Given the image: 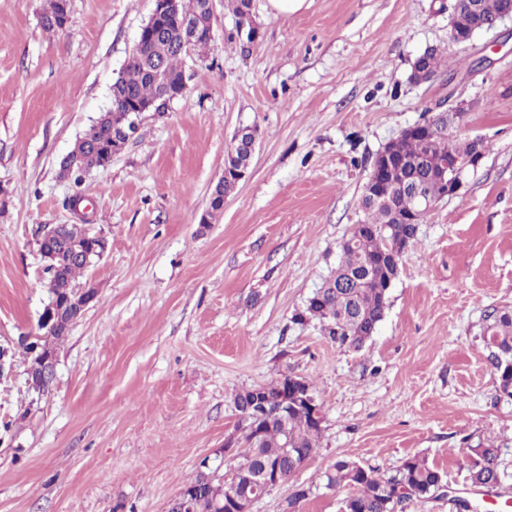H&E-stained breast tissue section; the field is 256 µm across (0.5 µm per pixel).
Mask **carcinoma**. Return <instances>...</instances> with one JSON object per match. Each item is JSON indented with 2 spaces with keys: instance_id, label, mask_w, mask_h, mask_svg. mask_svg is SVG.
<instances>
[{
  "instance_id": "1",
  "label": "carcinoma",
  "mask_w": 512,
  "mask_h": 512,
  "mask_svg": "<svg viewBox=\"0 0 512 512\" xmlns=\"http://www.w3.org/2000/svg\"><path fill=\"white\" fill-rule=\"evenodd\" d=\"M58 8L59 0H46L41 15L43 30L58 32L53 23ZM179 39V29L172 21L165 29L149 37L137 56L128 62L112 83L111 94L132 95L143 100L155 98L157 87L141 57L145 55L180 75L184 72L185 55L178 51ZM126 123L124 112L103 113L63 158L62 174L79 185L90 170L107 166L112 134L125 127ZM391 149L397 157L409 160L423 158L425 163L417 167L394 163L386 168L385 181L394 188L391 204H363L366 220L353 227L342 241L338 265L324 284L313 292L304 309L294 315L298 322L318 320L323 335L331 342L348 348H360L373 336L388 307L389 286L396 279L402 262L400 258L393 259L389 253L387 243L390 242L391 227L398 223L399 216L409 217L416 208L413 197L402 193V189L416 184L425 194H439L440 188L433 181L431 172L448 158V152H471L468 142L451 138L448 128L433 119L424 121L423 135H400L394 139ZM82 235V225L62 224L57 237L46 247L59 251L67 242ZM84 270L83 262L64 258L55 270L49 272V289L60 297L72 295L75 279ZM486 320L483 343L497 375L498 396L512 400V311L493 308ZM289 379L290 376L284 375L261 387L270 403H277L285 394ZM321 432L322 424L313 420L311 411L303 406L288 414L286 429L277 420H265L261 423L259 435L242 439L243 450L239 454L237 469L253 470L271 462L288 471L285 443L309 455L314 453ZM472 452L469 464L471 483L487 490L496 488L501 482L499 449L478 446ZM441 481L443 474L437 468L415 456L404 459L388 476L359 466L346 456L337 459L333 469L326 473L327 488L348 487L354 490L347 497L348 512H403L406 503L412 500L439 497L437 489ZM180 512H212L211 499L205 494L190 497L184 501Z\"/></svg>"
}]
</instances>
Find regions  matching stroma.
Listing matches in <instances>:
<instances>
[{
	"instance_id": "stroma-1",
	"label": "stroma",
	"mask_w": 512,
	"mask_h": 512,
	"mask_svg": "<svg viewBox=\"0 0 512 512\" xmlns=\"http://www.w3.org/2000/svg\"><path fill=\"white\" fill-rule=\"evenodd\" d=\"M43 4L0 0V346L38 332V236L74 223L75 193L108 246L77 279L98 297L56 344L45 392L23 355L0 375V512H166L203 459L233 468L235 395L288 374L312 384L321 437L253 512H284L300 484L297 512H341L349 491L325 474L343 454L384 475L425 459L476 512H512V401L482 341L487 310H512V19L457 45L451 0H307L288 16L251 0L261 35L246 45L215 0L186 92L77 186L60 162L108 108L153 0H70L55 34ZM430 49L441 63L416 83ZM457 105L450 133L484 156L418 224L374 335L355 350L295 323L365 218L376 154ZM242 127L257 131L249 173L202 223ZM480 444L500 450L489 495L469 479Z\"/></svg>"
}]
</instances>
